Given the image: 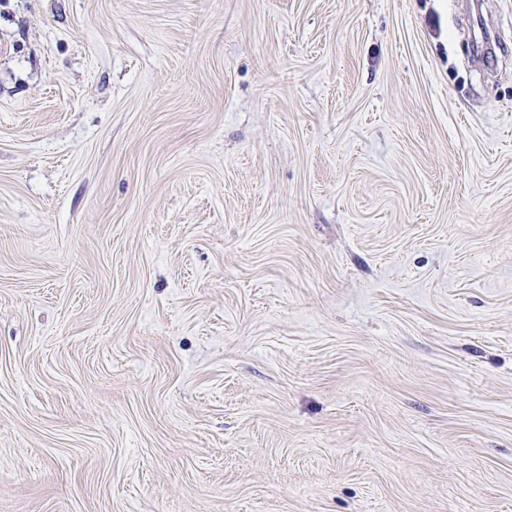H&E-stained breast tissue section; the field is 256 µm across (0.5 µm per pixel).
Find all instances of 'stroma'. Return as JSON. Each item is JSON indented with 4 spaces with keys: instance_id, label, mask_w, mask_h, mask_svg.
<instances>
[{
    "instance_id": "stroma-1",
    "label": "stroma",
    "mask_w": 512,
    "mask_h": 512,
    "mask_svg": "<svg viewBox=\"0 0 512 512\" xmlns=\"http://www.w3.org/2000/svg\"><path fill=\"white\" fill-rule=\"evenodd\" d=\"M0 512H512V0H0Z\"/></svg>"
}]
</instances>
